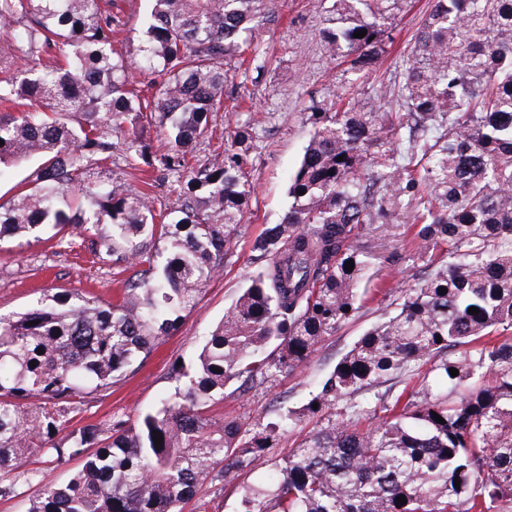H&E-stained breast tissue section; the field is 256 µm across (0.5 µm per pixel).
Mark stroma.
<instances>
[{
	"label": "stroma",
	"mask_w": 512,
	"mask_h": 512,
	"mask_svg": "<svg viewBox=\"0 0 512 512\" xmlns=\"http://www.w3.org/2000/svg\"><path fill=\"white\" fill-rule=\"evenodd\" d=\"M430 4L431 0H410L379 69L357 80L324 51L322 32L328 25L333 0H273L267 19L253 38L254 63L231 67L224 86V105L211 116L219 131L243 124L255 130L248 165L254 192L238 235L223 266L175 333L112 389L85 397L72 415V426L105 428L117 420L134 421L173 391L172 364L187 366L195 361L202 341L257 268L255 239L269 225L280 223L288 209V187L311 131L305 119L308 106L315 101L333 106L337 95L345 93L374 100L382 111H396L403 61ZM359 239L368 257L359 284L367 300L360 312L325 341L301 369L243 397L226 396L214 405L216 416L250 425L275 419L279 408L300 409L359 336L379 322L387 305L382 289L409 287L423 274V261L415 258L413 248L407 245V225L372 224L361 229ZM123 286L124 277L116 273L111 257L91 254L82 231H69L62 245L45 239L27 243L8 236L0 239L2 313L23 311L44 292L62 289L113 302ZM317 426L315 418L305 419L300 428L287 433L277 447L244 472L240 484L208 483L199 488L198 497L207 502L209 512H236L241 485H265L280 458ZM29 466L38 472L36 481L22 485L16 497L0 498V512H26L30 497L43 487L61 484L70 472L69 466L57 464L42 452L30 458Z\"/></svg>",
	"instance_id": "35a3bbf8"
}]
</instances>
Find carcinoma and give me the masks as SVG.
<instances>
[{"instance_id":"1","label":"carcinoma","mask_w":512,"mask_h":512,"mask_svg":"<svg viewBox=\"0 0 512 512\" xmlns=\"http://www.w3.org/2000/svg\"><path fill=\"white\" fill-rule=\"evenodd\" d=\"M150 2L133 64L112 44L118 0H0V24L16 32L0 47V177L39 161L26 189L0 203V238L49 225L61 243L78 227L91 252L131 272L118 303L64 290L0 313V498L35 480L27 459L45 451L80 465L27 512H184L200 486L236 483L307 416L321 428L268 485L241 487L237 512H512V339L494 338L512 329V0H432L398 88L403 111L341 96L334 110L312 105L288 212L255 241L258 268L193 369L172 368L174 394L130 425L54 439L81 399L110 390L177 330L253 192L249 126L222 136L205 164L197 150L213 139L224 64L269 0ZM405 2L334 0L327 54L373 73ZM22 61L33 66L20 72ZM136 68L154 75L148 96L133 88ZM152 124L163 149L147 142ZM117 152L172 183L179 219L130 187L87 180ZM408 208L422 247L446 242L448 253L414 287L388 289L394 311L301 412L249 427L214 418V395L276 383L354 317L367 267L357 230L397 224ZM33 398L44 406L29 412L21 401Z\"/></svg>"}]
</instances>
